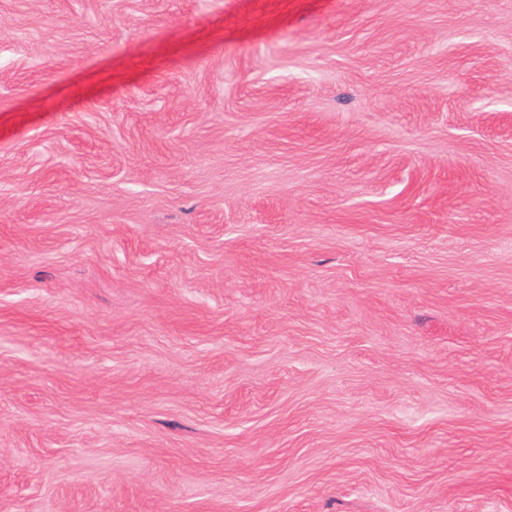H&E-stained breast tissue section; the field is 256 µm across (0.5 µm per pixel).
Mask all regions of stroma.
I'll use <instances>...</instances> for the list:
<instances>
[{
	"instance_id": "obj_1",
	"label": "stroma",
	"mask_w": 512,
	"mask_h": 512,
	"mask_svg": "<svg viewBox=\"0 0 512 512\" xmlns=\"http://www.w3.org/2000/svg\"><path fill=\"white\" fill-rule=\"evenodd\" d=\"M0 512H512V0H0Z\"/></svg>"
}]
</instances>
